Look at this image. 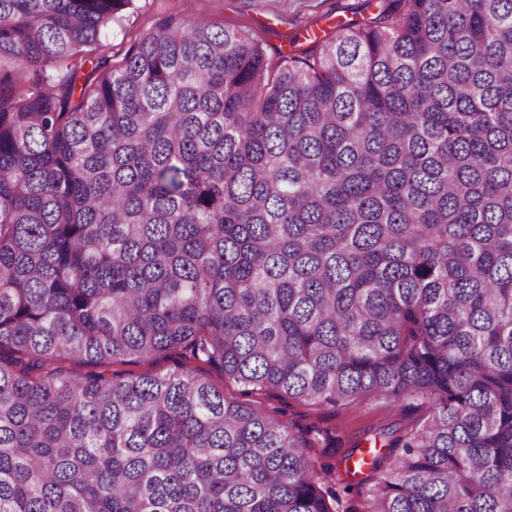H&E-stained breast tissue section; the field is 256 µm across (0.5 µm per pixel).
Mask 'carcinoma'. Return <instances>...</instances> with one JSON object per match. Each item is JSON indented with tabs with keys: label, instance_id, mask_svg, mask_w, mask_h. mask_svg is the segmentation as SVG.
I'll return each mask as SVG.
<instances>
[{
	"label": "carcinoma",
	"instance_id": "cac0c4a2",
	"mask_svg": "<svg viewBox=\"0 0 512 512\" xmlns=\"http://www.w3.org/2000/svg\"><path fill=\"white\" fill-rule=\"evenodd\" d=\"M137 2L0 0V512H512V0H380L273 76L172 13L112 67ZM177 348L425 417L342 479L184 365L112 372Z\"/></svg>",
	"mask_w": 512,
	"mask_h": 512
}]
</instances>
